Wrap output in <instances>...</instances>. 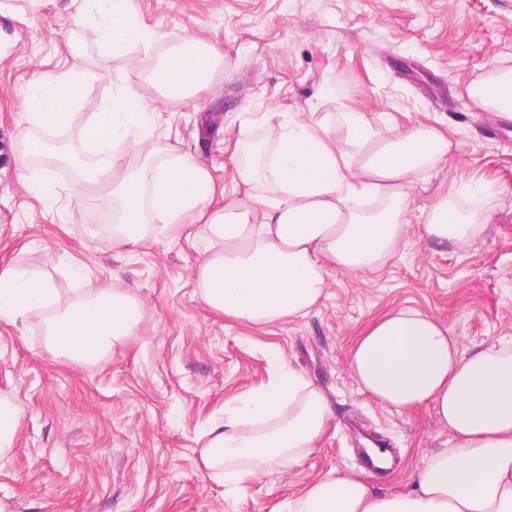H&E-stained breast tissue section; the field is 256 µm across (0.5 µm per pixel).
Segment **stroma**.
<instances>
[{"label":"stroma","instance_id":"obj_1","mask_svg":"<svg viewBox=\"0 0 512 512\" xmlns=\"http://www.w3.org/2000/svg\"><path fill=\"white\" fill-rule=\"evenodd\" d=\"M151 45L101 56L96 0H0V269L37 266L59 302L87 288L132 291L144 315L135 336L105 358L73 361L46 347L38 321L0 322V400L17 426L0 454V512H277L333 471L359 474L368 437L393 469L371 474L381 492L410 490L423 457L456 444L432 406L399 413L363 393L347 368L362 336L387 314L419 311L448 330L461 353L512 336V118L477 86L512 70V0H132ZM220 49L205 83L168 93L152 71L186 38ZM82 81L70 86L66 77ZM132 87L151 108L158 151L203 161L216 189L235 187L242 125L254 135L294 113L340 145V114L376 126L427 128L452 145L447 162L416 180L394 255L373 273L338 271L303 317L244 323L210 309L195 270L203 227L180 224L131 252L108 234L93 195L68 198L70 168L45 161L59 197L47 210L17 174L27 149L24 112L73 98L68 123L32 136L80 148L82 133L114 93ZM482 226L467 243L425 234L430 208L464 183ZM88 266L85 280L72 265ZM313 383L331 408L315 448L297 466L232 491L202 461L201 435L225 403L265 387L272 353Z\"/></svg>","mask_w":512,"mask_h":512}]
</instances>
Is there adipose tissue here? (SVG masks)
<instances>
[{"mask_svg":"<svg viewBox=\"0 0 512 512\" xmlns=\"http://www.w3.org/2000/svg\"><path fill=\"white\" fill-rule=\"evenodd\" d=\"M99 49L109 56L155 41L129 0H102ZM213 56L184 45L171 50L157 77L182 93L209 73ZM149 107L130 88L114 96L85 127L82 152L126 142L147 159L137 172L110 156L75 180L70 194L95 187L112 217V245L131 251L153 224H204L206 249L196 270L204 303L233 319L267 324L308 314L322 299L330 271L366 273L392 256L407 221V190L420 171L446 159L448 141L423 128L383 135L366 113L343 115L348 147L299 116L270 127L262 140L243 132L237 149V193L213 207L201 163L151 144ZM426 233L441 244L474 238L472 214L446 199L428 213ZM39 319L48 348L76 360L105 356L134 335L139 300L113 287L61 304L36 269L0 270V321ZM359 387L380 405L409 412L433 405L458 440L426 456L415 487L376 491L368 475L332 472L289 499L282 512H512V339L460 354L431 318L400 311L361 336L348 358ZM331 415L320 389L293 373L226 404L205 432L201 456L232 483L298 464Z\"/></svg>","mask_w":512,"mask_h":512,"instance_id":"1","label":"adipose tissue"}]
</instances>
